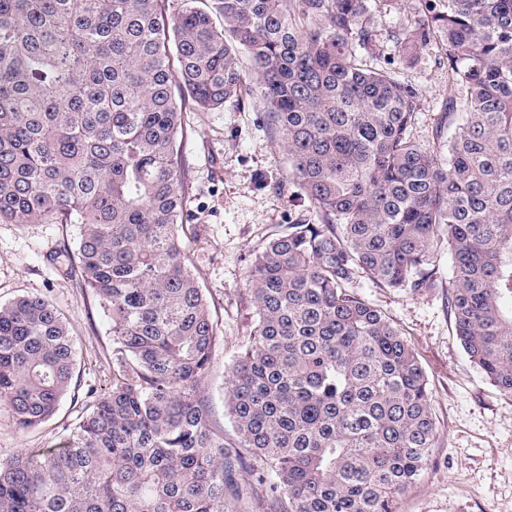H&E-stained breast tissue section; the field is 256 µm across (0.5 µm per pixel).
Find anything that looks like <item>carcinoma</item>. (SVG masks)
<instances>
[{"label":"carcinoma","instance_id":"carcinoma-1","mask_svg":"<svg viewBox=\"0 0 512 512\" xmlns=\"http://www.w3.org/2000/svg\"><path fill=\"white\" fill-rule=\"evenodd\" d=\"M391 34L435 37L448 111L418 142L415 87L370 68L368 0H0V220L77 224L80 283L112 324V388L58 448L0 460V512H393L435 445L425 371L349 292L431 288L512 397V0H435ZM247 60L309 216L254 255L251 342L228 368L224 445L205 386L221 341L178 234L182 97L242 96ZM75 351L41 296L0 305V405L49 420Z\"/></svg>","mask_w":512,"mask_h":512}]
</instances>
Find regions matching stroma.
I'll use <instances>...</instances> for the list:
<instances>
[{"label":"stroma","instance_id":"stroma-1","mask_svg":"<svg viewBox=\"0 0 512 512\" xmlns=\"http://www.w3.org/2000/svg\"><path fill=\"white\" fill-rule=\"evenodd\" d=\"M422 0H369L380 51L368 61L392 67L421 94L413 133L423 144L448 98V64L431 45L411 67L395 60L390 31L408 25ZM251 92L223 109L204 111L185 99L179 168L186 194L185 260L200 282L222 341L207 385L225 439L235 436L224 408L225 370L249 344L254 317L247 271L252 255L308 213L301 188L266 126L253 78ZM75 224L0 221V304L27 295L50 299L74 338L75 388L47 423L20 429L0 407V459L60 446L82 415L112 387V329L98 299L50 261L75 251ZM436 287L385 288L357 274L349 288L380 309L415 352L427 378L437 437L420 480L397 495L393 512H512V397L501 394L470 362L455 334L448 305L447 248L433 255Z\"/></svg>","mask_w":512,"mask_h":512}]
</instances>
